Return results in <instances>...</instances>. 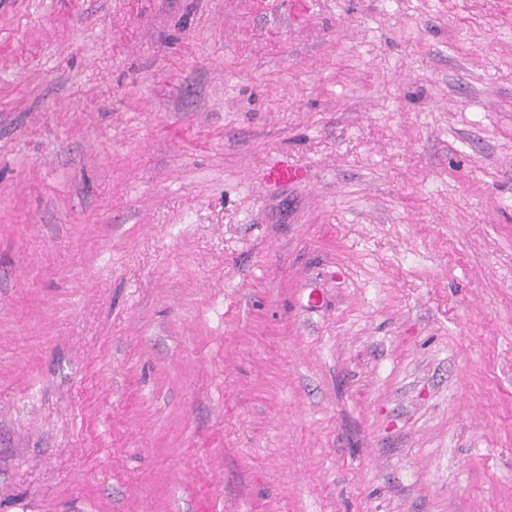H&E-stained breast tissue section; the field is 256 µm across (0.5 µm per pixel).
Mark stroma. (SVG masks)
<instances>
[{
  "instance_id": "stroma-1",
  "label": "stroma",
  "mask_w": 512,
  "mask_h": 512,
  "mask_svg": "<svg viewBox=\"0 0 512 512\" xmlns=\"http://www.w3.org/2000/svg\"><path fill=\"white\" fill-rule=\"evenodd\" d=\"M0 512H512V0H0Z\"/></svg>"
}]
</instances>
